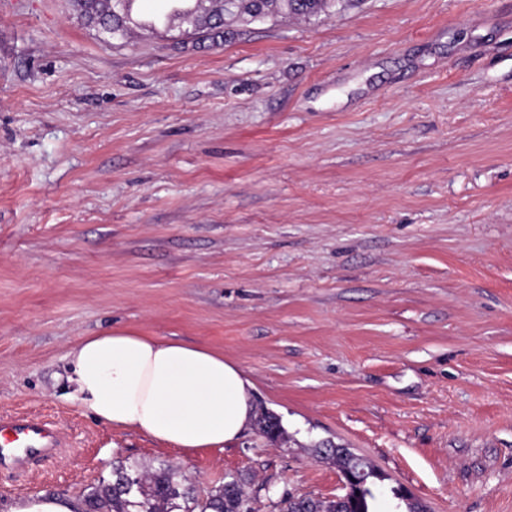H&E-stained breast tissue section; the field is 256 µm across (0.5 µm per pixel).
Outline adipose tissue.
<instances>
[{"instance_id": "1", "label": "adipose tissue", "mask_w": 512, "mask_h": 512, "mask_svg": "<svg viewBox=\"0 0 512 512\" xmlns=\"http://www.w3.org/2000/svg\"><path fill=\"white\" fill-rule=\"evenodd\" d=\"M68 358L74 396L96 419L179 448L221 447L254 416L252 382L203 346L110 330Z\"/></svg>"}]
</instances>
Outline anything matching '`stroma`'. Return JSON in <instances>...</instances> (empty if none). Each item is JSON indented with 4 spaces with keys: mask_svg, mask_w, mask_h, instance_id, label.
I'll list each match as a JSON object with an SVG mask.
<instances>
[{
    "mask_svg": "<svg viewBox=\"0 0 512 512\" xmlns=\"http://www.w3.org/2000/svg\"><path fill=\"white\" fill-rule=\"evenodd\" d=\"M111 329L207 347L248 426L188 449L96 420L66 380ZM58 451L0 472L83 501L117 462L254 512L343 495L330 440L386 475L371 512H512V0H358L202 38L102 41L71 0H0V417Z\"/></svg>",
    "mask_w": 512,
    "mask_h": 512,
    "instance_id": "obj_1",
    "label": "stroma"
}]
</instances>
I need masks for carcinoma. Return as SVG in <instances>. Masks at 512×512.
Here are the masks:
<instances>
[{
    "label": "carcinoma",
    "instance_id": "1",
    "mask_svg": "<svg viewBox=\"0 0 512 512\" xmlns=\"http://www.w3.org/2000/svg\"><path fill=\"white\" fill-rule=\"evenodd\" d=\"M82 14L103 15L104 0H71ZM139 0H124L119 15L113 17L112 28L119 30V39L134 33L138 22L133 18ZM166 16L192 25L194 30L220 35L229 21H254L286 16L311 19L329 16L343 0H165ZM256 425L263 435L283 434L280 420L267 412ZM316 456L331 461L339 472L354 466V452L342 445L320 443L314 447ZM170 466L144 471L133 465L119 464L113 468L112 481L95 488L85 498L84 512H253L244 481L234 476L203 499L191 495L189 489L174 479ZM372 491L363 486L357 500L347 502L342 497L317 498L312 495L286 493L277 502L278 512H368Z\"/></svg>",
    "mask_w": 512,
    "mask_h": 512
}]
</instances>
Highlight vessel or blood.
Instances as JSON below:
<instances>
[{
    "label": "vessel or blood",
    "mask_w": 512,
    "mask_h": 512,
    "mask_svg": "<svg viewBox=\"0 0 512 512\" xmlns=\"http://www.w3.org/2000/svg\"><path fill=\"white\" fill-rule=\"evenodd\" d=\"M59 445L56 427L33 418L0 419V470L26 469Z\"/></svg>",
    "instance_id": "vessel-or-blood-1"
}]
</instances>
